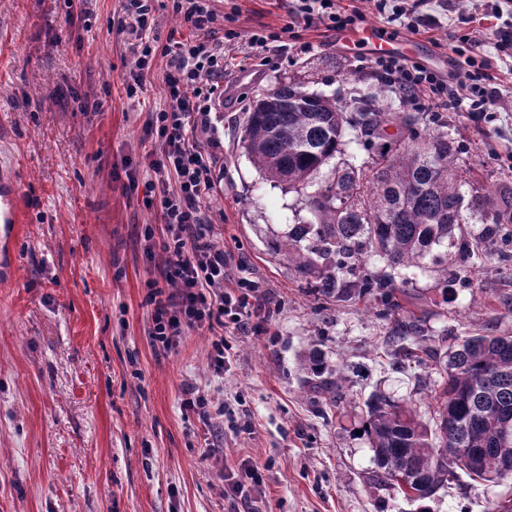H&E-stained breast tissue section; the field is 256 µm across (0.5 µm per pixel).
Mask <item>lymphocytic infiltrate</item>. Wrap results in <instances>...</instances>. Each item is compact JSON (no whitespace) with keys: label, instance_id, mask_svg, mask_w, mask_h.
<instances>
[{"label":"lymphocytic infiltrate","instance_id":"obj_1","mask_svg":"<svg viewBox=\"0 0 512 512\" xmlns=\"http://www.w3.org/2000/svg\"><path fill=\"white\" fill-rule=\"evenodd\" d=\"M119 2L112 28L126 46L127 96L135 97L158 67L166 90L163 104L146 112L143 130L152 148L145 152L143 166L126 168L130 186H143V204L162 224L163 270L144 283L143 304L151 313L148 334L155 348L169 352L187 332L208 330L209 364L220 373L229 349L225 329L262 334L269 330L271 315L255 282L233 277L235 258L214 237L215 217L206 201L215 187L221 138L211 114L224 100L225 48L241 46L261 59L281 34L260 30L244 37L225 28L215 0H172L185 31L162 41L155 34L159 18L152 0ZM364 19L362 9L339 7L336 0H295L283 34L313 24L341 31ZM490 66L480 50L465 59L464 77L453 82L397 54L377 56L372 71L414 111L465 107L487 117L500 111L503 99L500 88L488 82Z\"/></svg>","mask_w":512,"mask_h":512}]
</instances>
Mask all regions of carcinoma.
Wrapping results in <instances>:
<instances>
[{
  "label": "carcinoma",
  "instance_id": "1",
  "mask_svg": "<svg viewBox=\"0 0 512 512\" xmlns=\"http://www.w3.org/2000/svg\"><path fill=\"white\" fill-rule=\"evenodd\" d=\"M396 128L391 134L388 128ZM371 154V163L332 170L311 198L318 224H293L279 244L296 262L310 292L336 303L375 301L392 322L386 343L405 358L427 353L429 336L402 306L392 280L373 274L367 259L392 267H417L444 244L473 262L497 256L512 262V186L494 191L469 186L458 175L448 133L421 129L409 112H389L364 101L347 113L301 84L281 82L249 112L242 143L271 181L308 185L341 152L346 129ZM467 210L491 211L490 223L473 240L455 238ZM434 391L435 429L408 402L375 394L361 420L374 453L379 479L403 497L432 496L458 473L498 483L512 463V336L464 337L446 353ZM306 383L333 394L339 380L319 354L304 364Z\"/></svg>",
  "mask_w": 512,
  "mask_h": 512
}]
</instances>
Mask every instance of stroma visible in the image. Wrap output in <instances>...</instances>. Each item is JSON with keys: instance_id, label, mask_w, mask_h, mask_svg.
Segmentation results:
<instances>
[{"instance_id": "35a3bbf8", "label": "stroma", "mask_w": 512, "mask_h": 512, "mask_svg": "<svg viewBox=\"0 0 512 512\" xmlns=\"http://www.w3.org/2000/svg\"><path fill=\"white\" fill-rule=\"evenodd\" d=\"M289 3L220 0L218 8L236 9L241 30L276 31L289 22ZM117 6L0 0V170L14 174L24 215L5 251L14 277L0 286V512H233L225 479L245 459L261 469L253 490L260 512H487L512 494V480L461 474L432 497L407 501L376 484L374 453L357 432L362 402L379 392L431 421L442 353L469 335H512V268L449 258L441 247L416 269L370 259L439 352L409 362L385 342L390 320L358 301L315 298L276 248L289 225L319 215L312 188L267 180L245 151L242 131L257 100L292 80L348 112L369 98L401 109L368 57L340 50L335 32L301 31L309 51H272L259 69L235 57L224 75L228 99L212 115L223 134L208 202L224 213L215 233L259 282L272 335L229 336L220 374L207 364L206 330L168 353L151 345L142 300L155 267L143 231L162 227L142 190L129 188L124 161L144 154L141 111L163 102L164 87L157 70L127 97L125 46L109 29ZM485 11L486 0H433L428 31L415 35L372 9L365 22L445 75L472 52L449 20ZM96 101L101 108L90 113ZM437 122L463 177L512 184V108L492 122L450 109L422 125ZM315 350L342 376L338 405L303 382L300 366ZM188 382L225 403L223 422L203 423L182 407ZM210 448L218 456H207Z\"/></svg>"}]
</instances>
